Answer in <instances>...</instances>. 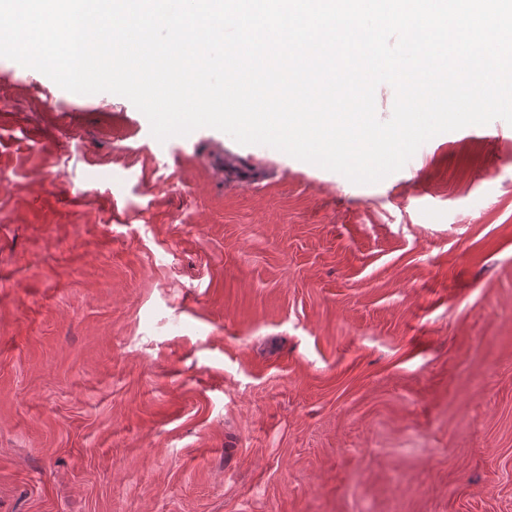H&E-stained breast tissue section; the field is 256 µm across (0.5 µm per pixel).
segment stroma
<instances>
[{
    "instance_id": "obj_1",
    "label": "stroma",
    "mask_w": 512,
    "mask_h": 512,
    "mask_svg": "<svg viewBox=\"0 0 512 512\" xmlns=\"http://www.w3.org/2000/svg\"><path fill=\"white\" fill-rule=\"evenodd\" d=\"M0 512H512V125L359 185L0 58Z\"/></svg>"
}]
</instances>
